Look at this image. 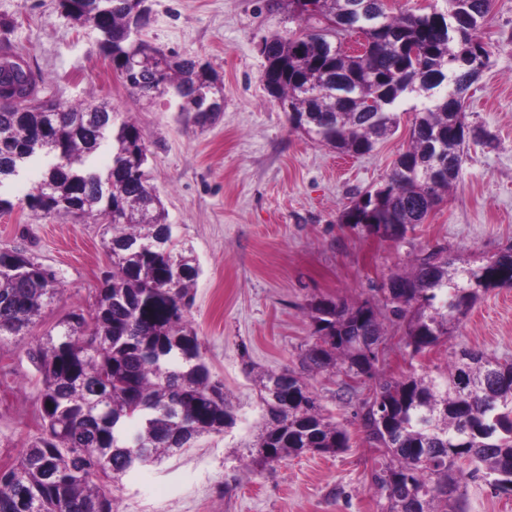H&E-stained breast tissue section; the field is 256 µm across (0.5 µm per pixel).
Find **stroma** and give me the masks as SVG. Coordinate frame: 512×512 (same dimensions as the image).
<instances>
[{
    "label": "stroma",
    "instance_id": "1",
    "mask_svg": "<svg viewBox=\"0 0 512 512\" xmlns=\"http://www.w3.org/2000/svg\"><path fill=\"white\" fill-rule=\"evenodd\" d=\"M144 37L155 46L207 62L223 83L224 110L199 125L170 97L129 93L96 48L97 31L75 24L59 0H0L14 21L13 47L44 77L42 98L108 103L117 120L141 130L150 154L148 180L178 247L192 249L201 273L188 320L204 360L236 415L233 427L103 479L114 512H381L372 483L379 453L365 438L362 407L372 387L344 390L335 373H304L316 339L310 317L321 300L350 306L382 301L388 278L415 258L445 247L456 266H478L512 246V0H493L482 39L491 63L465 100L468 135L461 175L445 201L404 241L374 237L340 223L354 194L384 182L406 149L413 115L362 156L338 154L291 129L261 75L260 38L289 28L268 0H149ZM40 169L12 184L11 212L0 213V248L22 251L55 271L60 291L26 335L0 341V467L15 465L40 436V386L26 349L57 334L74 311L91 313L111 260L103 221L31 211L25 194ZM512 358V288L481 294L452 335L410 357L403 326L385 319L377 366L395 378L446 373L461 349ZM289 369L303 374L323 414L341 423L350 446L259 464L267 416L259 378ZM463 512H512V494L487 478L468 479Z\"/></svg>",
    "mask_w": 512,
    "mask_h": 512
}]
</instances>
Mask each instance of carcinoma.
<instances>
[{
	"instance_id": "carcinoma-1",
	"label": "carcinoma",
	"mask_w": 512,
	"mask_h": 512,
	"mask_svg": "<svg viewBox=\"0 0 512 512\" xmlns=\"http://www.w3.org/2000/svg\"><path fill=\"white\" fill-rule=\"evenodd\" d=\"M297 29L263 37L262 81L288 113L291 128L349 155L371 152L398 126L408 99L410 140L385 183L353 198L340 221L369 224L400 242L426 221L456 184L466 142L468 90L489 66L480 35L492 0H448V11L400 12L382 0H281ZM77 23L99 35L97 49L138 97L175 92L194 122L224 111L217 73L193 58L127 34L141 0H59ZM14 22L0 21V188L42 159L45 172L24 197L46 215L102 218L112 232V274L89 315L74 313L58 338L28 349L42 388L43 432L20 461L0 469V512H113L101 477L119 479L205 433L234 424L224 384L213 379L186 314L199 274L192 251L175 250L172 226L145 171L149 148L131 122L114 126L103 103L44 100L43 82L12 48ZM357 35L373 51L336 46ZM112 141L106 174L89 159ZM444 248L416 259L386 289L390 315L405 325V348L416 357L451 333L479 295L512 285V246L476 268L458 269ZM182 268L174 277L173 268ZM52 270L22 253L0 249V338L22 336L58 293ZM316 341L304 354L309 372L336 370L375 381L364 405L368 442L385 458L374 484L385 512H461L462 465L512 493V359L468 351L448 364L445 384L427 374L388 377L359 336H382V313L368 301L332 300L311 307ZM268 422L265 463L306 452L349 447L348 432L325 416L302 377L285 370L261 376Z\"/></svg>"
}]
</instances>
